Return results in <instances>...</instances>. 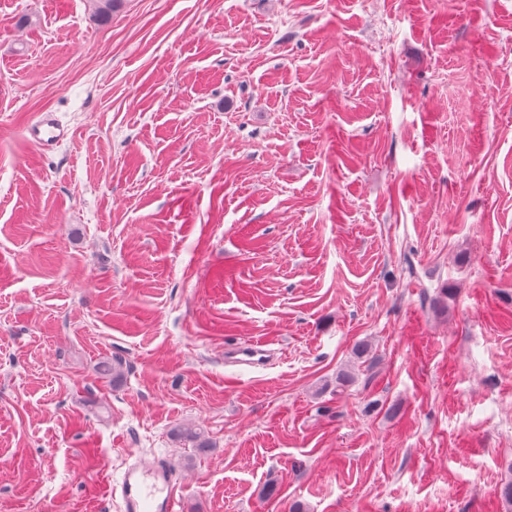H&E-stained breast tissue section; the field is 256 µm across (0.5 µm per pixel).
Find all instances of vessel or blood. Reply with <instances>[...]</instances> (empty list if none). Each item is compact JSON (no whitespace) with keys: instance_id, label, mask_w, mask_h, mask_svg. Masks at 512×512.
<instances>
[{"instance_id":"1","label":"vessel or blood","mask_w":512,"mask_h":512,"mask_svg":"<svg viewBox=\"0 0 512 512\" xmlns=\"http://www.w3.org/2000/svg\"><path fill=\"white\" fill-rule=\"evenodd\" d=\"M36 145L52 147L67 135L66 128L49 113L29 126ZM179 480L166 464L141 460L127 465L120 483L121 512H177Z\"/></svg>"}]
</instances>
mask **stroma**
Instances as JSON below:
<instances>
[{
    "label": "stroma",
    "instance_id": "1",
    "mask_svg": "<svg viewBox=\"0 0 512 512\" xmlns=\"http://www.w3.org/2000/svg\"><path fill=\"white\" fill-rule=\"evenodd\" d=\"M132 455L180 512H507L512 0H0V512ZM28 134L33 143L49 148L63 140L68 133L51 113H45L29 126Z\"/></svg>",
    "mask_w": 512,
    "mask_h": 512
}]
</instances>
